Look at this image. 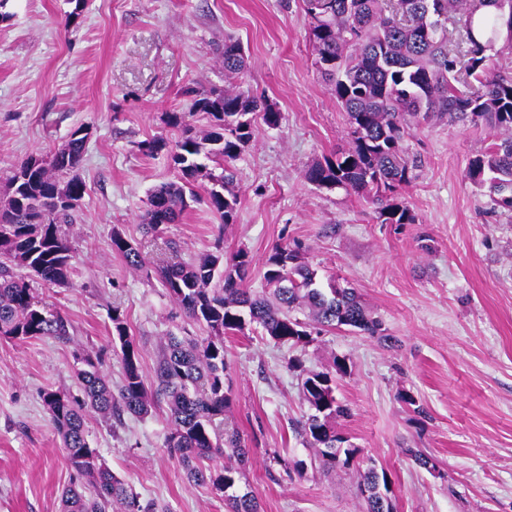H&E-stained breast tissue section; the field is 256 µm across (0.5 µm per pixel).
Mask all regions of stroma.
<instances>
[{"mask_svg":"<svg viewBox=\"0 0 512 512\" xmlns=\"http://www.w3.org/2000/svg\"><path fill=\"white\" fill-rule=\"evenodd\" d=\"M228 38L249 58L241 89L273 104L280 124H256L235 163V223L221 224L202 200L181 223L144 234L149 194L175 172L166 152L147 156L138 144L179 136L166 116L187 110L186 88L224 85ZM80 127L87 191L74 222L59 227L74 252L71 284L32 285L68 317L74 339L0 338V512H61L71 468L42 393L77 394L82 351L119 383L113 312L148 379L164 336L199 334L159 266L244 249L246 285L258 292L277 244L298 249L320 285L355 288L396 345L344 328H313L312 342L296 347L251 326L225 337L223 428L251 450L239 490L260 512H362L353 469L293 468L310 454L296 434L308 411L299 372L343 358L350 372L336 396L348 414L336 428L386 470L396 512H512V211L466 176L494 130L439 117L411 126L402 148L415 178L397 195L416 221L384 224L366 196L304 177L350 136L315 63L302 0H0V195L22 160L49 155ZM117 232L139 248L141 270L113 251ZM167 416L159 397L142 418L91 414L88 441L155 512H226L222 496L189 483L168 456ZM416 451L435 470L419 467Z\"/></svg>","mask_w":512,"mask_h":512,"instance_id":"stroma-1","label":"stroma"}]
</instances>
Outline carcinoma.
Here are the masks:
<instances>
[{"instance_id": "obj_1", "label": "carcinoma", "mask_w": 512, "mask_h": 512, "mask_svg": "<svg viewBox=\"0 0 512 512\" xmlns=\"http://www.w3.org/2000/svg\"><path fill=\"white\" fill-rule=\"evenodd\" d=\"M308 39L317 63L332 62L322 74L336 102L347 113L349 147L310 165L306 179L325 188L357 194L375 192L384 224H413L410 208L392 193L411 183L414 165L401 142L410 120L431 116L465 117L499 133L497 139L469 163L467 176L488 188L493 201L512 210V77L494 72L486 52L503 40L512 52V0H302ZM483 7L493 16H477ZM460 23L465 50L454 51L439 35L440 18ZM221 65L227 79L247 68V57L234 42L224 43ZM207 115L209 126L197 128L173 113L168 123L180 128L170 143L162 137L141 142L147 154L167 151L177 180L150 193L141 216L145 230L158 232L182 220L197 188L206 191L210 210L223 224L236 219L238 199L230 189L231 164L251 145L255 117L269 128L281 113L264 100L228 86L193 98L188 115ZM87 136L69 141L48 158L31 156L8 180L0 199V337L71 340V322L60 312L35 301L29 284L15 270L25 269L48 285H69L73 251L58 225L73 223V212L85 194L77 175ZM112 249L138 269V248L121 234ZM252 259L240 249L229 257L208 254L157 271L168 296L185 317L205 329V336L165 337L157 367V394L166 400L171 432L168 455L185 470L189 481L225 494L227 512H259L256 498L236 486L251 449L237 434L224 435L221 424L228 397L224 392V336L259 325L265 335L291 346L310 343L308 324L292 315L309 308L322 327H349L384 342L391 340L382 322L360 304L352 288L317 284V272L298 252L278 244L268 255L263 279L266 289L254 294L244 287ZM112 340L122 353V377L117 386L99 369V361L81 358L77 372L79 399L59 391L43 393L54 431L67 452L72 480L61 495V512H148L138 496L112 473L98 449L90 446L85 416L94 411L106 418L126 412L146 416L154 402L141 370L140 353L118 310L112 313ZM349 371L344 359L332 372H307L301 386L310 413L299 423V435L324 468L351 465L359 449L336 432V417L346 413L336 397L337 380ZM227 459L220 469L210 463ZM358 484L388 482L386 471L357 470Z\"/></svg>"}]
</instances>
